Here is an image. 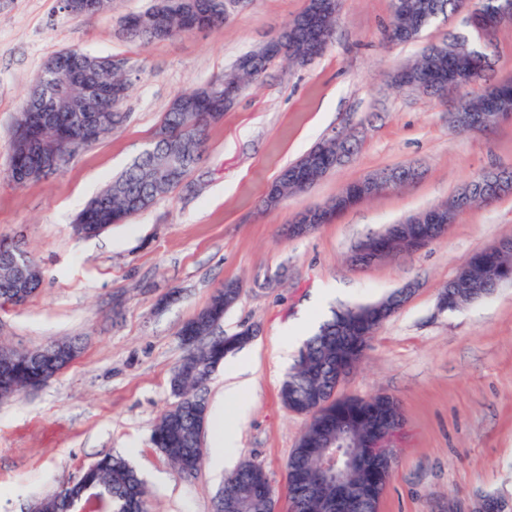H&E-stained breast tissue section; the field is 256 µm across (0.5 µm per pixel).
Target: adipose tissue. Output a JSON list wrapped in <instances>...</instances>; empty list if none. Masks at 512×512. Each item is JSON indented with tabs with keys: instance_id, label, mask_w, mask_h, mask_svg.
Masks as SVG:
<instances>
[{
	"instance_id": "ef3b65f1",
	"label": "adipose tissue",
	"mask_w": 512,
	"mask_h": 512,
	"mask_svg": "<svg viewBox=\"0 0 512 512\" xmlns=\"http://www.w3.org/2000/svg\"><path fill=\"white\" fill-rule=\"evenodd\" d=\"M224 406L212 414L214 423L213 440L218 448L233 447L237 433L233 419L247 416L255 393V379L251 368L236 366L224 375Z\"/></svg>"
}]
</instances>
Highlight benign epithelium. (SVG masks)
I'll return each instance as SVG.
<instances>
[{"mask_svg":"<svg viewBox=\"0 0 512 512\" xmlns=\"http://www.w3.org/2000/svg\"><path fill=\"white\" fill-rule=\"evenodd\" d=\"M337 11L338 7L333 0H324L319 13L308 18L313 29L314 51H325L327 44L322 39L323 22L334 17ZM174 18L182 22L186 33L209 29L216 19L215 3L211 0H153L149 9L127 15L123 20V29L165 30ZM505 20H512V12L497 7L496 0H491L490 7L485 12L468 16V24L479 25L485 29H496ZM278 59L294 65L300 64V61L290 58L288 42L280 31L257 51L249 52L238 59L234 69L257 74L265 65ZM103 70L119 74L125 71V62L112 57L96 58L73 50L61 51L44 62L34 81L37 97L43 105L31 113L16 116L15 120L12 149L22 151L32 159L29 167L10 166L9 173L16 181H26L32 168L42 173L54 174L64 165L63 158L59 155L44 152L41 143L43 134L55 127L52 112L57 110V105L51 96L56 86L74 84L81 89L80 98L71 102L69 111L75 113V125L82 133L92 139L98 136V113L109 103L114 107L122 104L128 94V89L122 83L100 79L98 73ZM243 89L244 84L239 82L216 83L206 86L198 96L218 97L227 110L236 103ZM481 98L485 100L483 109L474 111L459 106L452 113V123L457 129L464 132L482 131L494 123L512 120V106L500 103L486 91ZM417 175L415 170L402 176L396 171H389L363 178L350 191L337 194L327 205L299 211L294 223L289 225L291 233L296 236L305 235L322 224L332 222L341 212L363 202L364 198L374 197L416 178ZM511 193V178L496 171H484L477 179L458 189L448 198V202L420 211L359 243L351 255V262L359 267H367L384 263L399 252H418L430 243L446 237L449 224L461 210L467 208L474 197H497ZM34 273L35 268L29 264L17 268L11 290L13 299L20 300L26 296ZM500 285L501 282L497 280L477 285L469 274H457L448 281V291L439 293V306L443 310L451 306L460 308L475 302L477 298L491 295ZM412 289L413 286L407 285L401 291L391 293L379 302V306L391 311L400 309L411 296ZM401 431L402 425L392 423L373 431L369 448L371 455L381 463L377 471L384 473L391 469L392 453ZM318 462L323 474L339 477L350 465L349 452L341 446L321 454Z\"/></svg>","mask_w":512,"mask_h":512,"instance_id":"benign-epithelium-1","label":"benign epithelium"}]
</instances>
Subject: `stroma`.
I'll list each match as a JSON object with an SVG mask.
<instances>
[{"label":"stroma","mask_w":512,"mask_h":512,"mask_svg":"<svg viewBox=\"0 0 512 512\" xmlns=\"http://www.w3.org/2000/svg\"><path fill=\"white\" fill-rule=\"evenodd\" d=\"M151 0H109L100 12L65 16L59 0H0V239L21 241L43 282L25 304L0 302V345L35 350L77 339V359L39 389L0 402V512L38 500L108 452L129 456L153 493L151 512H213L228 471L212 433L203 461L179 476L151 443L175 401L172 368L189 350L184 324L225 281L243 285L217 333L246 327L257 391L239 425L236 461L263 465L289 512L286 465L307 419L282 403L286 334L313 333L333 309L375 302L414 285L408 302L372 339L340 394L387 395L403 430L379 512H476L486 496L512 504V283L454 311L438 293L475 252L512 237V194L458 214L442 240L414 254L355 267L367 237L431 206L492 167H512V123L456 130L450 114L484 83L445 98L395 90L389 77L448 35L470 34L467 12L438 19L412 43H390V0H342L335 34L310 64L273 63L246 86L208 133L186 183L149 210L82 238L77 214L149 148L171 102L221 76L299 14L307 0H243L224 25L141 45L122 18ZM120 57L132 88L123 129L82 150L51 177L18 185L6 173L14 118L44 61L65 49ZM357 135V153L308 192L261 209L281 169L323 138ZM412 165L421 176L301 237L288 227L347 184Z\"/></svg>","instance_id":"obj_1"}]
</instances>
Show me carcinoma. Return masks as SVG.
<instances>
[{"label": "carcinoma", "instance_id": "1", "mask_svg": "<svg viewBox=\"0 0 512 512\" xmlns=\"http://www.w3.org/2000/svg\"><path fill=\"white\" fill-rule=\"evenodd\" d=\"M315 0H309L304 10L286 26L288 45L296 52H304L310 43L308 33L302 25V18L314 7ZM464 0H391V21L402 20L395 41L413 42L425 30L422 9L430 14L447 17L455 13ZM472 38L463 34H451L448 41L438 45L440 52L432 55L424 50L420 57L405 63L404 81L417 90L440 96L448 91L442 80L448 78V66L460 67L459 51L470 46ZM104 133L122 128L128 114L118 112L100 113ZM224 118L213 113V108L198 104L191 112L169 108L156 131L158 138L153 146L134 159L132 164L99 192L110 198L112 209L133 208L139 212L148 210L155 202L169 194L177 184L163 180L159 166L166 162L163 152L171 149L170 139H175L179 152L178 166L181 176H188L195 168L193 157L200 156L209 127ZM336 145L327 138L303 155L316 156L312 175L324 178L334 170L328 165ZM80 216L88 224H112L106 210H95L86 205ZM483 252L474 254L465 268L479 279L494 276H512V255L489 262L481 260ZM35 264L29 253L15 244L0 243V298L8 294L14 276V262ZM370 303H359L341 310H332L330 318L323 320L315 333L303 342L300 354L288 371L280 389L284 404L292 405L306 413L308 423L301 434L296 448L289 456L286 467L288 501L291 512H322L323 494H336V479L321 475L315 466L311 449L322 448L329 433L336 431V419L345 417L350 421L348 437L365 441V415L395 416L393 403L381 396L370 399H354L337 396L336 384L329 376L336 375L339 364L354 365L361 360L369 341L383 324V317L376 315L362 320L357 337L348 340L343 337V315L352 311H364ZM224 295H211L204 307L199 309L183 326L182 332H193L197 336H210L224 318ZM236 347H228V337L203 342L194 347L188 356L173 368L170 378L172 391H180L182 399L176 401L158 419L152 438L162 445L160 451L170 460L175 469H182L187 461L202 460V448L198 426L194 420L193 404L197 398L194 390L222 364L225 358L249 343V337L239 331L233 334ZM78 350L71 341L58 342L57 349H48L37 358L19 352L20 362L12 373L0 379L21 392L39 378L52 375L60 369L57 354ZM362 476L351 472L347 484L351 494L359 500L354 512H377L379 499L365 497L361 490ZM96 497L105 512H148L149 492L138 477L128 459L108 453L97 460L93 468L86 469L81 477L68 485L65 494H56L36 503V512H64V498L80 499L84 502ZM276 507L275 493L264 468L253 461H245L224 482V496L214 501V512H273Z\"/></svg>", "mask_w": 512, "mask_h": 512}]
</instances>
